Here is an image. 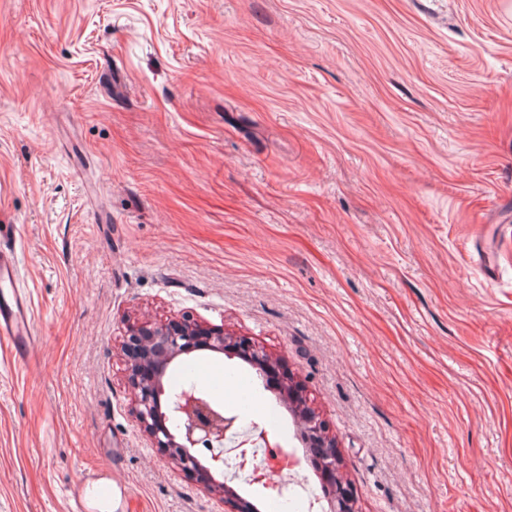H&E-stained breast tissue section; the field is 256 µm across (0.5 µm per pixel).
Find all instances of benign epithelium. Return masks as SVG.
I'll list each match as a JSON object with an SVG mask.
<instances>
[{
  "mask_svg": "<svg viewBox=\"0 0 512 512\" xmlns=\"http://www.w3.org/2000/svg\"><path fill=\"white\" fill-rule=\"evenodd\" d=\"M202 345L246 358L263 372L273 371L263 348L225 332L222 327H209L189 318L153 327L132 326L125 342V350L132 351L127 372L140 430L150 447L166 451L181 470L190 474H208L212 469L224 471V436L234 424V419L224 416L206 395L192 389L169 404L170 411L181 420L180 427L172 431L165 426L166 415L162 412L165 369L174 357L189 354ZM279 394L296 412L301 440L318 452L315 468L325 478L322 490L326 493L329 512H355L352 490L341 475L336 441L329 435L326 424L306 405L298 387L285 382L279 385ZM201 442L218 449L210 456L207 467L191 453Z\"/></svg>",
  "mask_w": 512,
  "mask_h": 512,
  "instance_id": "1",
  "label": "benign epithelium"
}]
</instances>
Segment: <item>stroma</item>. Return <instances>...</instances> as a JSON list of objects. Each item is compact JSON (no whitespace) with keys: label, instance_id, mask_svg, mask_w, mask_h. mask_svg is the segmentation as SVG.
<instances>
[{"label":"stroma","instance_id":"stroma-1","mask_svg":"<svg viewBox=\"0 0 512 512\" xmlns=\"http://www.w3.org/2000/svg\"><path fill=\"white\" fill-rule=\"evenodd\" d=\"M1 224L39 342L0 512H233L135 422L126 331L184 316L299 385L356 512H512V0H0ZM188 363L305 453L255 367Z\"/></svg>","mask_w":512,"mask_h":512}]
</instances>
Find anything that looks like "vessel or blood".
<instances>
[{"label":"vessel or blood","instance_id":"1","mask_svg":"<svg viewBox=\"0 0 512 512\" xmlns=\"http://www.w3.org/2000/svg\"><path fill=\"white\" fill-rule=\"evenodd\" d=\"M34 341L32 307L18 285V269L11 252L0 248V342L15 357L26 358Z\"/></svg>","mask_w":512,"mask_h":512}]
</instances>
